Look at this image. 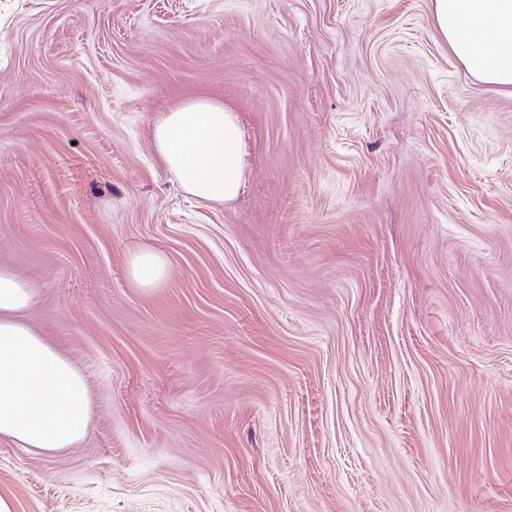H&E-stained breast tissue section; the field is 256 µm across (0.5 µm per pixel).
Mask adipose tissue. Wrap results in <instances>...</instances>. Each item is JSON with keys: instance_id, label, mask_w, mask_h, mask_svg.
<instances>
[{"instance_id": "obj_1", "label": "adipose tissue", "mask_w": 512, "mask_h": 512, "mask_svg": "<svg viewBox=\"0 0 512 512\" xmlns=\"http://www.w3.org/2000/svg\"><path fill=\"white\" fill-rule=\"evenodd\" d=\"M440 34L483 82L512 88V0H433ZM156 150L181 187L197 201L235 199L245 175L238 117L223 103L197 98L155 123ZM166 257L150 247L132 250L128 277L137 288L159 287ZM38 290L0 264V439L52 453L75 447L89 425L83 375L27 320Z\"/></svg>"}]
</instances>
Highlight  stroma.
Instances as JSON below:
<instances>
[{
	"instance_id": "stroma-1",
	"label": "stroma",
	"mask_w": 512,
	"mask_h": 512,
	"mask_svg": "<svg viewBox=\"0 0 512 512\" xmlns=\"http://www.w3.org/2000/svg\"><path fill=\"white\" fill-rule=\"evenodd\" d=\"M200 96L221 206L151 136ZM0 263L91 407L15 512H512V89L431 0H0ZM156 150L181 187L204 204L235 199L245 175V153L238 117L207 98L165 112L155 123ZM169 276L166 257L150 247L132 250L128 258V277L136 288H158Z\"/></svg>"
}]
</instances>
